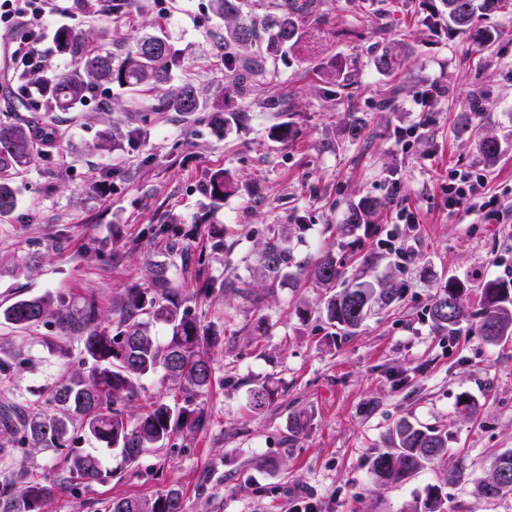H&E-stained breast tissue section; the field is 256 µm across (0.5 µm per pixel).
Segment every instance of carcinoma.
<instances>
[{"label":"carcinoma","instance_id":"1","mask_svg":"<svg viewBox=\"0 0 512 512\" xmlns=\"http://www.w3.org/2000/svg\"><path fill=\"white\" fill-rule=\"evenodd\" d=\"M137 0H82L79 9L96 18L99 31L112 22V13L133 12ZM218 17L232 21L227 28L224 67H232V50L250 54L249 70L268 72V62L300 45L307 26L314 23L316 0H272L273 11L258 16L244 12L249 0H213ZM448 20L460 34L491 35L479 30L480 14L512 13V0H444ZM60 53L70 57L72 67L54 72L43 86L45 96L60 112L83 104L100 85L110 84L142 104L158 85L170 80L181 68L180 52L164 38L145 32L116 55L103 47L90 51V35L72 26L55 30ZM156 112L190 115L200 111L195 85L185 80L166 95L149 103ZM481 99L474 112L464 118L460 133L476 137V147L486 163L495 161L501 144L483 132ZM59 129L37 121L0 119V219L20 207L16 178L40 154L42 143L58 139ZM233 185L224 170L213 173L210 189L220 199ZM384 206L377 198L365 197L352 205L343 228L347 232L371 222ZM293 260L287 240L268 237L260 253V264L276 280ZM379 257L370 253L356 259V272L348 274L347 263L328 252L312 266L311 284L321 289V314L331 337L352 336L376 309L399 300L405 285L383 281L374 275ZM151 287L130 288L112 302V318L102 323L95 302L87 300L74 309L61 298L50 295L18 299L0 307V319L18 330H26L46 319L54 321L61 338L77 343V365L50 393H39L30 401L34 411L1 413L0 422L14 436V442L30 448L51 450L64 456L70 483L90 484L112 476L99 455L75 452L71 442L84 438L99 448L116 450L130 467L150 448H162L172 436L196 431L206 424V413L197 398L212 384L215 373L210 353L215 336L184 307L179 288L169 275L168 264L150 267ZM467 281L457 276L436 285L428 314L438 332L456 335L460 324L472 317L464 300ZM480 312L476 332L484 341L512 340V284L487 279L478 288ZM165 327L167 335H155ZM181 393V402L158 400L140 414L129 406L139 399L143 380L157 372ZM448 431L401 419L393 429L389 448L372 459V474L379 483L410 478L448 456ZM474 484L477 500L493 501L512 493V449L496 454L488 472L477 475L464 465L448 470L447 485ZM57 480H29L17 473L0 475V512H46L56 494ZM448 493L431 485L425 489L421 512H446ZM112 512H181V496L174 489L153 500L118 499Z\"/></svg>","mask_w":512,"mask_h":512}]
</instances>
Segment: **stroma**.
<instances>
[{
  "label": "stroma",
  "instance_id": "obj_1",
  "mask_svg": "<svg viewBox=\"0 0 512 512\" xmlns=\"http://www.w3.org/2000/svg\"><path fill=\"white\" fill-rule=\"evenodd\" d=\"M318 4L322 69L310 67L308 49L288 53L276 61L278 83L249 77L241 99L224 96L225 23L212 0H138L136 12L114 16L113 52L144 32L181 50L171 82L197 87L202 110L191 116L150 111L109 86L76 112L37 99L40 121L63 137L18 178L21 206L0 221V305L91 297L107 320L113 295L149 287L150 264L170 260L186 307L220 333L211 349L216 379L200 397L205 427L174 435L131 468L101 450L111 477L62 484L48 512H110L113 500L172 488L182 512H410L431 484L446 485L447 512H512V495L480 503L472 484H446L452 460L480 473L512 448V342L489 345L468 322L455 339L437 333L422 282L466 279L473 308L492 262L512 267V195L501 193L512 185V14L486 19L492 39L481 47L446 26L443 0H430L431 22L419 0ZM385 52L399 53L397 72L376 71L373 58ZM433 84L441 95L414 105ZM477 96L501 142L488 166L458 132ZM354 118L364 127L356 142ZM282 123L285 141L272 134ZM105 129L113 141L99 152ZM463 168L483 174L486 194L498 197L494 219L449 213L443 188L449 170ZM221 169L234 189L217 200L209 177ZM366 196L387 205L371 224L340 234L350 204ZM401 207L417 213L414 231L393 224ZM272 226L287 230L296 260L311 263L328 251L379 252L386 234L403 233L410 266L389 255L378 267L406 281L402 298L357 334L327 339L321 295L306 273L291 267L274 281L256 263ZM57 340L50 321L24 331L0 323V354L15 358L0 373V407L26 404L70 372L48 351ZM262 387L269 395L257 410L251 392ZM466 396L480 406L477 419L460 410ZM298 411L311 420L293 439L288 422ZM402 418L448 428L450 459L382 486L372 456ZM4 468L65 474L61 457L21 446L0 460Z\"/></svg>",
  "mask_w": 512,
  "mask_h": 512
}]
</instances>
